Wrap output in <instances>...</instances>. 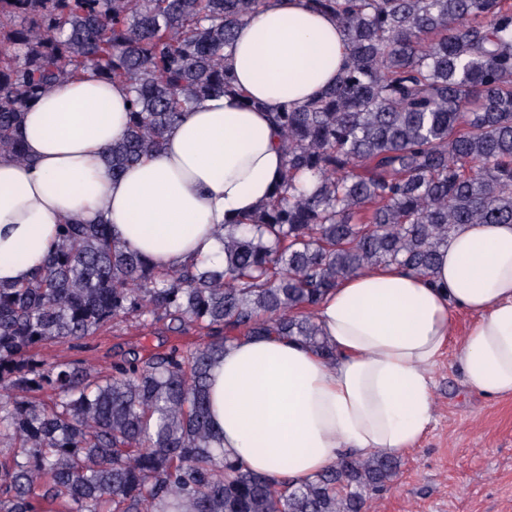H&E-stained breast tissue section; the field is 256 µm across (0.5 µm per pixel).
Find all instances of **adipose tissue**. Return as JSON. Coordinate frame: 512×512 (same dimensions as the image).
Returning <instances> with one entry per match:
<instances>
[{"instance_id": "adipose-tissue-1", "label": "adipose tissue", "mask_w": 512, "mask_h": 512, "mask_svg": "<svg viewBox=\"0 0 512 512\" xmlns=\"http://www.w3.org/2000/svg\"><path fill=\"white\" fill-rule=\"evenodd\" d=\"M346 54L334 15L267 0L224 50L238 94L198 99L161 151L117 178L104 155L127 130L128 85L89 73L57 83L26 114V161L0 158V284L26 283L60 225L75 220L106 221L159 269L221 257L225 225L256 211L281 179L273 112L334 84ZM455 309L473 318L457 345L466 384L512 394V224H463L432 276L369 267L323 296L314 318L335 361L278 337L227 346L210 379L221 448L294 485L346 455L413 448L433 420V374Z\"/></svg>"}]
</instances>
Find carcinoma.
<instances>
[{
    "instance_id": "obj_1",
    "label": "carcinoma",
    "mask_w": 512,
    "mask_h": 512,
    "mask_svg": "<svg viewBox=\"0 0 512 512\" xmlns=\"http://www.w3.org/2000/svg\"><path fill=\"white\" fill-rule=\"evenodd\" d=\"M307 2L336 16L348 56L333 86L273 114L282 181L224 226L222 263L159 270L109 224L71 222L30 281L0 285V512H362L394 475L382 453L299 486L243 468L217 447L210 373L240 335L331 360L314 310L342 278L429 275L457 226L512 224V0ZM262 4L0 0V155L25 159L27 107L91 71L132 91L104 157L119 176L195 100L238 93L222 51ZM130 318L210 339L105 370L37 357Z\"/></svg>"
}]
</instances>
